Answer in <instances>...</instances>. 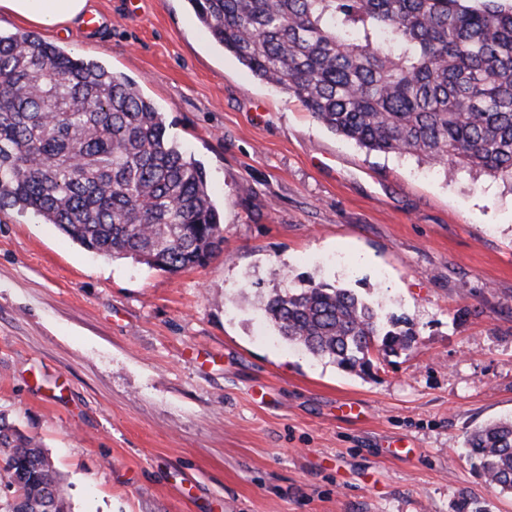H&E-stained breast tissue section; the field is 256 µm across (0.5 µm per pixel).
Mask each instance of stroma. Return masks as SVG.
Wrapping results in <instances>:
<instances>
[{
	"label": "stroma",
	"instance_id": "1",
	"mask_svg": "<svg viewBox=\"0 0 512 512\" xmlns=\"http://www.w3.org/2000/svg\"><path fill=\"white\" fill-rule=\"evenodd\" d=\"M47 34L134 83L205 168L224 246L176 273L0 213V417L69 512H512L465 452L512 416V185L369 153L224 52L187 0H91ZM304 277L409 318L370 374L263 304Z\"/></svg>",
	"mask_w": 512,
	"mask_h": 512
}]
</instances>
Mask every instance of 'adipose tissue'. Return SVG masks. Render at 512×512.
I'll return each mask as SVG.
<instances>
[{
  "label": "adipose tissue",
  "mask_w": 512,
  "mask_h": 512,
  "mask_svg": "<svg viewBox=\"0 0 512 512\" xmlns=\"http://www.w3.org/2000/svg\"><path fill=\"white\" fill-rule=\"evenodd\" d=\"M89 5V0H0V16L58 29L81 22Z\"/></svg>",
  "instance_id": "obj_1"
}]
</instances>
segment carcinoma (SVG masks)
<instances>
[{"mask_svg": "<svg viewBox=\"0 0 512 512\" xmlns=\"http://www.w3.org/2000/svg\"><path fill=\"white\" fill-rule=\"evenodd\" d=\"M213 40L259 80L297 98L369 152L512 181V2L505 0H189ZM54 224L86 250L165 272L204 265L224 224L204 169L133 83L39 37L0 32V211ZM265 312L288 342L348 373L405 351L416 332L356 292L293 285ZM466 447L512 494V417ZM6 512L56 502L43 448L0 418Z\"/></svg>", "mask_w": 512, "mask_h": 512, "instance_id": "cac0c4a2", "label": "carcinoma"}]
</instances>
